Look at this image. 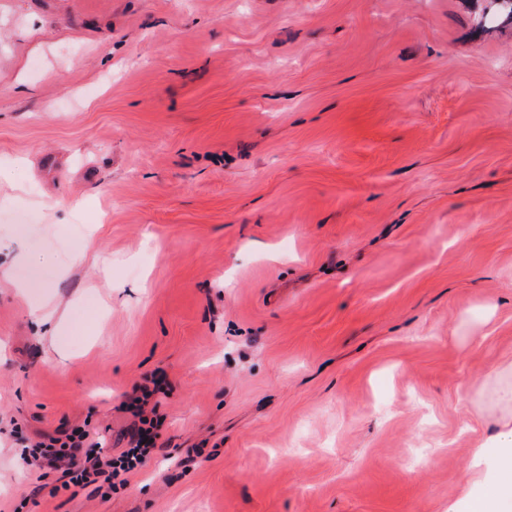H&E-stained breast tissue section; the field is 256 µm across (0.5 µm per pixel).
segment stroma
<instances>
[{"instance_id": "1", "label": "stroma", "mask_w": 512, "mask_h": 512, "mask_svg": "<svg viewBox=\"0 0 512 512\" xmlns=\"http://www.w3.org/2000/svg\"><path fill=\"white\" fill-rule=\"evenodd\" d=\"M0 0V512H448L512 406V21ZM158 454L66 484L20 448ZM163 377L153 379V388L144 385L122 403L137 422L132 435V447L118 457H107L97 452L98 442L89 440V433L80 428L66 433L65 438L48 437L36 442L29 452L32 464L42 470H63L69 482L75 485L96 483L99 478L112 486L113 480L125 482L123 476L141 469L150 459L156 445L158 419L150 417L155 408L148 406L157 393H164Z\"/></svg>"}]
</instances>
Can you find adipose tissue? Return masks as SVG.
<instances>
[{"instance_id":"adipose-tissue-1","label":"adipose tissue","mask_w":512,"mask_h":512,"mask_svg":"<svg viewBox=\"0 0 512 512\" xmlns=\"http://www.w3.org/2000/svg\"><path fill=\"white\" fill-rule=\"evenodd\" d=\"M495 454L496 467L491 476L492 490L485 496L464 493L460 504L448 512H512V428H504L495 450L479 447L473 451V468L483 473L488 454Z\"/></svg>"}]
</instances>
